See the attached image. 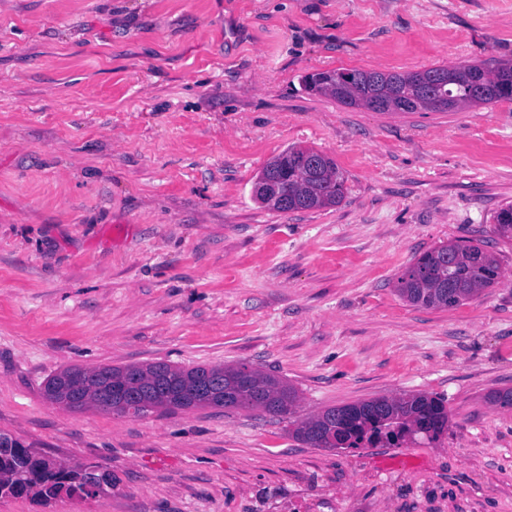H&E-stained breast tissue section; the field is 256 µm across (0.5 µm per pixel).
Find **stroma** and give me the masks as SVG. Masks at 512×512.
Instances as JSON below:
<instances>
[{
    "instance_id": "stroma-1",
    "label": "stroma",
    "mask_w": 512,
    "mask_h": 512,
    "mask_svg": "<svg viewBox=\"0 0 512 512\" xmlns=\"http://www.w3.org/2000/svg\"><path fill=\"white\" fill-rule=\"evenodd\" d=\"M512 60V0H0V431L111 472L96 498L0 512H512V100L371 112L305 91L325 70ZM334 159L337 206L275 212L285 148ZM460 239L500 261L449 309L399 276ZM240 363L305 418L403 393L448 427L314 448L291 419L74 411L58 369Z\"/></svg>"
}]
</instances>
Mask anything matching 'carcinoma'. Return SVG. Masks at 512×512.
Wrapping results in <instances>:
<instances>
[{"label":"carcinoma","mask_w":512,"mask_h":512,"mask_svg":"<svg viewBox=\"0 0 512 512\" xmlns=\"http://www.w3.org/2000/svg\"><path fill=\"white\" fill-rule=\"evenodd\" d=\"M440 73L447 83L435 88L442 100L431 106L411 101L412 86L405 84L406 74L355 70L351 83L342 80L336 70L309 73L303 78L308 92L329 96L351 106L357 97L374 92L377 83L387 77L398 82L399 96L386 101L387 112L430 110L447 112L470 103V93L481 91L483 104L512 100V63L504 62L490 70L479 62L440 65L424 70ZM321 170L310 178L301 168L295 148L290 147L269 161L257 176L275 179L280 192L288 197V210H319L338 205L344 197V177L333 159L323 154ZM496 232L512 239V205L494 217ZM501 268L496 257H489L479 244L454 240L418 257L397 280V292L407 302L426 308H451L473 297L484 288L497 284ZM136 375L138 402L153 410L174 412L204 407L261 409L283 417L291 413L297 390L282 379L263 374L246 364L237 366L196 365L175 367L166 362H152L123 367L101 366L94 369L68 367L44 382L43 394L51 402L69 398L71 389L80 387L85 401L73 409L94 407L124 415L140 417L144 407H121L112 398V384ZM206 376L222 380L217 393L205 397L196 393V382ZM448 413L443 399L410 394L379 397L343 406H330L316 416L297 423L293 435L315 448H360L365 444L386 441L400 447L410 435L431 440L443 434ZM100 471L94 464L70 468L47 457H34L15 436L0 432V497L29 496L41 506L65 495L69 498H92L105 493Z\"/></svg>","instance_id":"carcinoma-1"}]
</instances>
